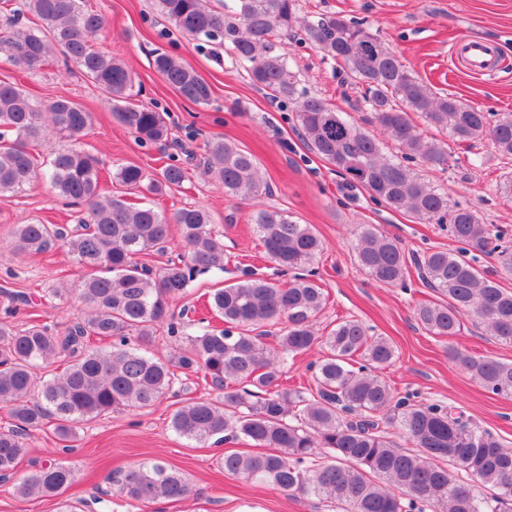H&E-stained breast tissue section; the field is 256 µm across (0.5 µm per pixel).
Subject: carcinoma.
<instances>
[{
  "label": "carcinoma",
  "instance_id": "obj_1",
  "mask_svg": "<svg viewBox=\"0 0 512 512\" xmlns=\"http://www.w3.org/2000/svg\"><path fill=\"white\" fill-rule=\"evenodd\" d=\"M158 8L182 33L224 48L270 100L292 105L307 147L350 186L420 221L448 225L459 243L453 252L411 257L398 238L363 227L354 252L371 280L403 284L412 263L423 285L439 295L414 310L429 333L449 339L467 317L512 345V290L501 286L512 280V247L475 209L451 202L419 174V165H446L448 147L419 131L411 114L459 142L487 139L504 159H512V117L493 121L490 113L432 90L356 17L301 18L296 0H224L220 8L210 0H158ZM0 10V55L18 73L36 71L59 50L104 93L117 121L140 143L168 141L163 113L132 98V72L91 45L106 28L103 14L84 0H0ZM298 29L302 41L340 62L346 77L362 86L374 124L402 146L401 158L383 156L375 136L301 85L287 50ZM154 66L187 101L211 102V85L178 58L158 52ZM92 122L93 113L69 96L43 105L18 83L0 81V194L21 193L43 175L67 205L79 208L83 225V232L68 236L55 224H15L8 237L22 258L66 249L87 271L78 288L86 315L62 335L38 313L20 326L11 320L12 308L0 318V408L12 421L0 428V477L15 479L22 499H60V512H75L62 498L73 469L51 462L18 473L31 437L51 422L53 434L67 442L85 423L121 409L153 407L173 391L179 382L174 365L152 353L157 328L178 335L170 298L198 276L224 271L223 235L207 209L167 213L104 190L99 160L80 148ZM48 131L67 146L52 152L44 170L37 146ZM205 152L201 174L218 182L227 199L253 201L270 193L252 153L222 139L208 142ZM110 179L160 195L181 187L189 171L171 156L154 175L121 163ZM252 221L267 258L297 274L283 284L250 276L209 295L224 328L206 326L186 337L179 367L203 372L217 396L191 399L175 410L172 430L198 443L216 438L249 445L253 450L224 454L225 472L291 496L335 502L342 512H512V448L471 426L454 406L395 395L375 375L395 358L394 345L369 334L362 322L342 319L317 328L327 298L314 274L304 273L322 251L314 228L277 209H259ZM173 227L183 244L178 259L157 270L140 262L151 252L166 253ZM473 250L494 257L492 275L478 268ZM265 324L280 326L272 348L256 332ZM106 340L109 347L99 346ZM315 349L314 387H285L288 359ZM448 351L487 391L512 397V362L454 345ZM65 356L62 372H47ZM112 486L142 506L196 494L186 477L160 462L139 463L112 477Z\"/></svg>",
  "mask_w": 512,
  "mask_h": 512
}]
</instances>
